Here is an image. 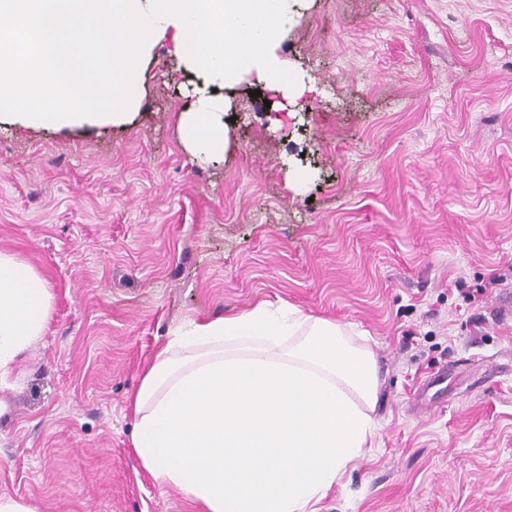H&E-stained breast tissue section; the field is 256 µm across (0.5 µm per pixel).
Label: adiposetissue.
<instances>
[{"instance_id": "1", "label": "adipose tissue", "mask_w": 512, "mask_h": 512, "mask_svg": "<svg viewBox=\"0 0 512 512\" xmlns=\"http://www.w3.org/2000/svg\"><path fill=\"white\" fill-rule=\"evenodd\" d=\"M304 0H0V122L121 125L139 111L155 48L195 77L181 114L198 159L223 158L240 85L284 100L307 87L279 48ZM223 96H216V89ZM53 295L0 253V379L47 327ZM380 378L368 346L293 307L191 319L147 366L133 448L160 486L206 512H316L375 429Z\"/></svg>"}]
</instances>
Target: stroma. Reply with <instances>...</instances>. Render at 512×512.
Listing matches in <instances>:
<instances>
[{"mask_svg": "<svg viewBox=\"0 0 512 512\" xmlns=\"http://www.w3.org/2000/svg\"><path fill=\"white\" fill-rule=\"evenodd\" d=\"M281 53L314 92L241 85L215 162L164 45L128 124H0V252L54 295L0 381V497L204 512L140 466L131 398L184 321L267 301L379 369L373 446L318 512H512V0H310ZM442 367L470 377L413 405Z\"/></svg>", "mask_w": 512, "mask_h": 512, "instance_id": "stroma-1", "label": "stroma"}]
</instances>
